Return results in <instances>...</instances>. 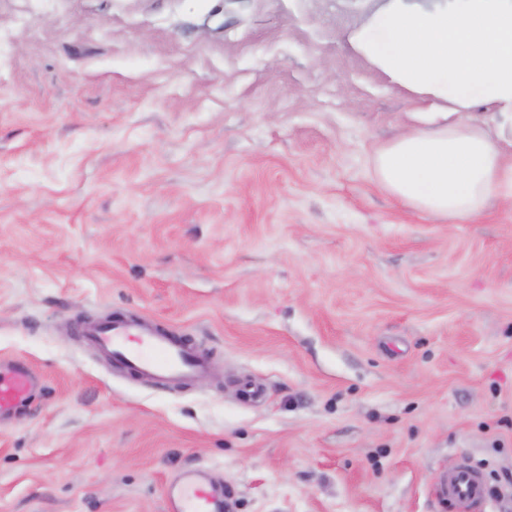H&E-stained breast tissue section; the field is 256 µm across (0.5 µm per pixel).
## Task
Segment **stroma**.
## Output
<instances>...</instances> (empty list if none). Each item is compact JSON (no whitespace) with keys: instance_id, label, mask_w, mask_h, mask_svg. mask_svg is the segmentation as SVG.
<instances>
[{"instance_id":"obj_1","label":"stroma","mask_w":512,"mask_h":512,"mask_svg":"<svg viewBox=\"0 0 512 512\" xmlns=\"http://www.w3.org/2000/svg\"><path fill=\"white\" fill-rule=\"evenodd\" d=\"M376 0H0V512H512V203L406 207L371 156L420 103L338 35ZM147 319L209 369L118 371ZM259 395L243 399V385ZM79 332L125 371L162 386L193 380L207 370L189 343L149 320L112 316L84 324ZM33 386L32 375L22 365H14L6 373L0 369V418L10 415L22 405ZM437 495L449 504L471 509L487 498L485 481L479 469L473 466L450 469L442 474ZM168 512H223L224 492L194 477L185 478L167 492Z\"/></svg>"}]
</instances>
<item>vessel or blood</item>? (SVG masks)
Listing matches in <instances>:
<instances>
[{
  "label": "vessel or blood",
  "instance_id": "b4317fda",
  "mask_svg": "<svg viewBox=\"0 0 512 512\" xmlns=\"http://www.w3.org/2000/svg\"><path fill=\"white\" fill-rule=\"evenodd\" d=\"M80 334L125 371L167 386L190 381L206 372L207 363L179 337L149 320L106 318L82 325ZM34 386L30 372L14 365L0 372V417L10 415L29 397ZM448 503L471 508L487 498L485 481L473 466L445 471L436 489ZM168 512H224V495L208 483L185 478L167 492Z\"/></svg>",
  "mask_w": 512,
  "mask_h": 512
}]
</instances>
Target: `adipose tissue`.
<instances>
[{
	"instance_id": "adipose-tissue-1",
	"label": "adipose tissue",
	"mask_w": 512,
	"mask_h": 512,
	"mask_svg": "<svg viewBox=\"0 0 512 512\" xmlns=\"http://www.w3.org/2000/svg\"><path fill=\"white\" fill-rule=\"evenodd\" d=\"M340 41L427 106L373 157L385 191L451 224L512 201V0H382Z\"/></svg>"
}]
</instances>
